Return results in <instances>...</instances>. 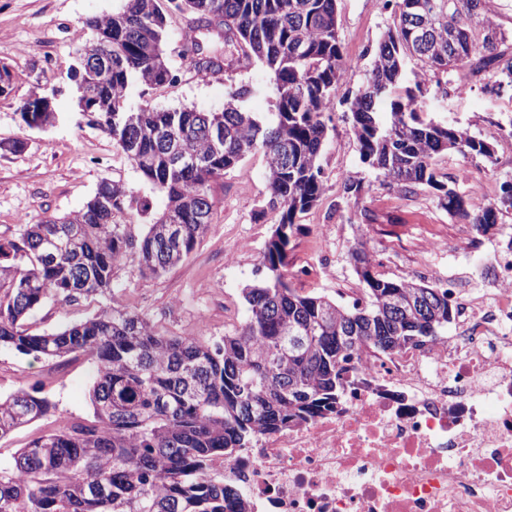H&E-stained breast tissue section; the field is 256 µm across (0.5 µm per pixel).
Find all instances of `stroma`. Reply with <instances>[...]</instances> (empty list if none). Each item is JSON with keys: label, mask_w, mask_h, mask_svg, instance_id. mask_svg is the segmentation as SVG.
I'll return each mask as SVG.
<instances>
[{"label": "stroma", "mask_w": 512, "mask_h": 512, "mask_svg": "<svg viewBox=\"0 0 512 512\" xmlns=\"http://www.w3.org/2000/svg\"><path fill=\"white\" fill-rule=\"evenodd\" d=\"M118 0H0V67L11 73V84L0 95V232L19 221L34 224L50 216L80 211L101 181H115L141 196H150L154 210L164 199L151 193L141 173L117 149L111 137L75 108L76 87L66 71L81 43L77 33L94 17L112 13ZM339 33L352 70L336 93L330 136L320 164L324 190L319 201L296 220L288 247V272L294 285L313 295L337 299L338 289L362 285L349 253L357 240L368 250L390 257L380 273L391 280L406 278L416 265L427 237L448 239L447 251L431 254V282L456 279L468 295L492 287L491 277L472 276L480 257L467 238L468 225L441 207L430 191L405 192L388 187L382 175L360 161L345 98L365 82L373 50L393 23L392 9L383 0H336ZM189 29L186 16L167 19L166 52L178 80L172 84L135 86L128 104L156 109L193 107L202 112L224 108L229 87L252 85L244 106L268 114L272 98L269 76L256 66L239 65L229 72H197L178 56L181 38ZM50 98L56 120L33 129L22 118L32 94ZM419 110L425 118L488 136L495 125H512V86L489 93L473 82L465 91L439 88L426 79ZM22 142L13 150V142ZM436 164L447 173L478 211L494 201L500 184L512 180V143L494 144L493 162L466 159L456 151L441 153ZM360 182L358 197L343 191L345 180ZM266 193L261 154L248 155L212 185L213 219L189 257L158 276L141 274L133 264L121 266L116 288L69 305L47 302L28 320L30 331H57L104 308H124L149 319L159 331L174 336L219 339L235 331L246 316L242 290L255 277L279 216L262 209ZM328 225L327 242L317 238L319 225ZM237 251L234 264L224 255ZM96 373L94 359L36 360L0 349V394L38 385L54 404L50 414L16 430L0 441V463L12 462L33 437L53 432L76 417L91 415L90 389Z\"/></svg>", "instance_id": "obj_1"}]
</instances>
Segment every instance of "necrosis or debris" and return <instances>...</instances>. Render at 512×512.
<instances>
[{
    "label": "necrosis or debris",
    "mask_w": 512,
    "mask_h": 512,
    "mask_svg": "<svg viewBox=\"0 0 512 512\" xmlns=\"http://www.w3.org/2000/svg\"><path fill=\"white\" fill-rule=\"evenodd\" d=\"M485 264L454 335L360 349L335 413L224 457L247 512H512V251Z\"/></svg>",
    "instance_id": "obj_1"
}]
</instances>
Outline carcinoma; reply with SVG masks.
<instances>
[{
	"instance_id": "1",
	"label": "carcinoma",
	"mask_w": 512,
	"mask_h": 512,
	"mask_svg": "<svg viewBox=\"0 0 512 512\" xmlns=\"http://www.w3.org/2000/svg\"><path fill=\"white\" fill-rule=\"evenodd\" d=\"M418 2L429 13L420 42L410 21ZM390 6L393 27L349 97L360 160L392 188L429 189L449 214L486 233L512 210V182L500 185L493 204L469 211L464 196L440 180L436 157L453 149L490 161L493 153L483 138L425 121L416 103L428 76L458 92L466 86L453 80L460 69L488 92L501 78L512 80L508 33L493 19L491 0H383ZM176 10L200 20L183 44L227 68L245 61L270 75L273 112L244 110L247 86L230 88L221 112L141 106L131 163L164 197L161 212L121 183L103 181L79 212L0 234V347L35 359L86 355L97 362L92 415L32 438L11 466L0 467V512H245L217 460L259 434L335 411L342 363L354 352L399 351L413 336H437L458 313L438 286L381 277L361 242L350 256L365 284L362 306L302 294L288 278L290 237L323 192L319 160L336 90L351 68L336 0H121L111 14L86 22L93 38L84 47L108 43L112 65L93 75L76 62L70 77L86 85L92 103L131 111L130 87L172 79L164 47L167 16ZM409 56L421 71L412 87L404 85ZM392 93L385 114L381 104ZM217 119L224 131L213 143L207 133ZM164 127L196 163L175 165L155 136ZM253 152L265 160L264 208L280 219L260 277L243 289L247 316L234 334L208 342L168 335L116 308L61 330L29 331L32 311L49 300L74 304L112 290L115 270L127 262L152 276L181 262L212 223L211 184ZM132 211L145 221L140 232L125 223ZM417 294L430 298L426 309L389 308L391 297ZM347 327L357 328V338L337 340ZM289 334L302 339L291 350L281 340ZM52 407L36 386L0 396V441Z\"/></svg>"
}]
</instances>
